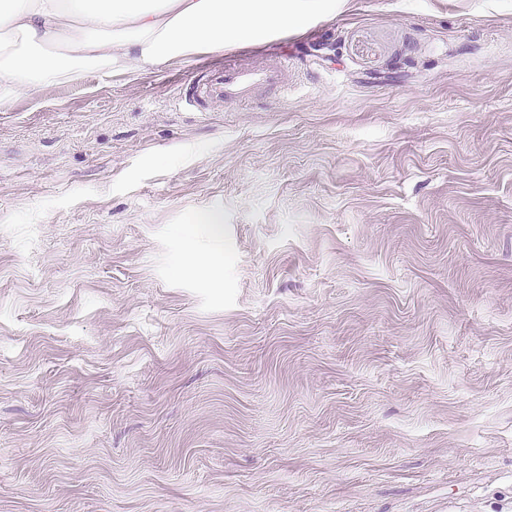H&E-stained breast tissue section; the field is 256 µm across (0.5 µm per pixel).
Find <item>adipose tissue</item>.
<instances>
[{
  "label": "adipose tissue",
  "mask_w": 512,
  "mask_h": 512,
  "mask_svg": "<svg viewBox=\"0 0 512 512\" xmlns=\"http://www.w3.org/2000/svg\"><path fill=\"white\" fill-rule=\"evenodd\" d=\"M323 0H0V103L84 66L147 69L267 42Z\"/></svg>",
  "instance_id": "1"
}]
</instances>
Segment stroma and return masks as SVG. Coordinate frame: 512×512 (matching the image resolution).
Listing matches in <instances>:
<instances>
[{"label": "stroma", "mask_w": 512, "mask_h": 512, "mask_svg": "<svg viewBox=\"0 0 512 512\" xmlns=\"http://www.w3.org/2000/svg\"><path fill=\"white\" fill-rule=\"evenodd\" d=\"M281 39L0 104V512H512V0ZM267 51L278 62L274 65H258L248 68L237 60H224V65H207L194 68L188 85L189 90L178 87L175 104H183L196 112H210L212 107L223 103L249 101L260 89L276 90L288 95L291 78V61L278 43Z\"/></svg>", "instance_id": "obj_1"}]
</instances>
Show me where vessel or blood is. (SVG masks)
Returning <instances> with one entry per match:
<instances>
[{
	"label": "vessel or blood",
	"mask_w": 512,
	"mask_h": 512,
	"mask_svg": "<svg viewBox=\"0 0 512 512\" xmlns=\"http://www.w3.org/2000/svg\"><path fill=\"white\" fill-rule=\"evenodd\" d=\"M270 51L277 59L276 64L250 68L240 61L228 59L220 65L196 67L188 90L179 91L177 104L208 112L218 104L249 101L260 89L287 92L291 61L279 44H272Z\"/></svg>",
	"instance_id": "b4317fda"
}]
</instances>
